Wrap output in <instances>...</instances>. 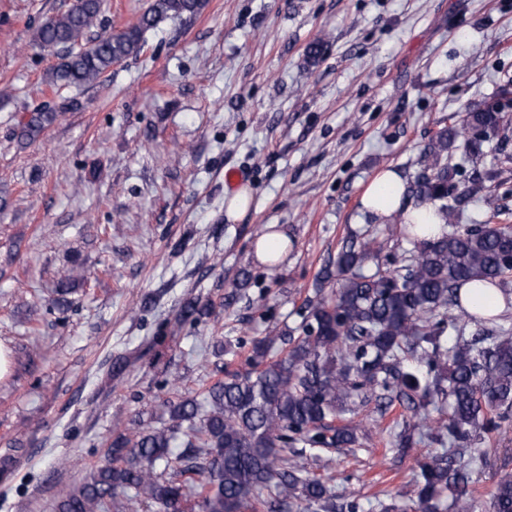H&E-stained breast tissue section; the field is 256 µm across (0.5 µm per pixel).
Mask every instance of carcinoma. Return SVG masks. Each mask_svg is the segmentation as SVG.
<instances>
[{
  "label": "carcinoma",
  "instance_id": "obj_1",
  "mask_svg": "<svg viewBox=\"0 0 512 512\" xmlns=\"http://www.w3.org/2000/svg\"><path fill=\"white\" fill-rule=\"evenodd\" d=\"M102 5L76 0L35 26L32 44L60 53L48 84L96 83L141 51L148 30L196 13L203 2L152 0L135 22L95 37ZM78 107L71 99L58 110L30 112L19 121L18 136L32 140ZM507 108L487 103L472 110L423 149L406 195L417 208H434L444 224L441 235L420 237L400 212L392 247L351 235L320 269L315 296L299 308L295 329L251 338L246 368L224 371L203 393L163 399L166 423L156 426L138 415L115 423L101 463L58 490L54 512L152 506L157 512H363L358 500L336 497L333 478L310 471L307 453L355 446L354 398L368 392L409 412L399 448L425 438L445 448L418 462V498L403 512H442L445 500L452 512H472V473L487 465L485 444L512 424V327L498 315L468 312L459 296L467 284L500 287L512 278V225L499 204L500 189L512 194L504 177L512 164ZM493 139L496 162L482 176L462 178L451 163L457 142L476 159ZM471 200L485 208L480 224L461 223ZM84 281L79 268L71 269L56 288V307L67 306L72 286ZM213 313L211 303L187 298L152 344L165 345L168 336ZM470 323L476 333L467 337ZM489 509L512 512V473L495 482Z\"/></svg>",
  "mask_w": 512,
  "mask_h": 512
}]
</instances>
